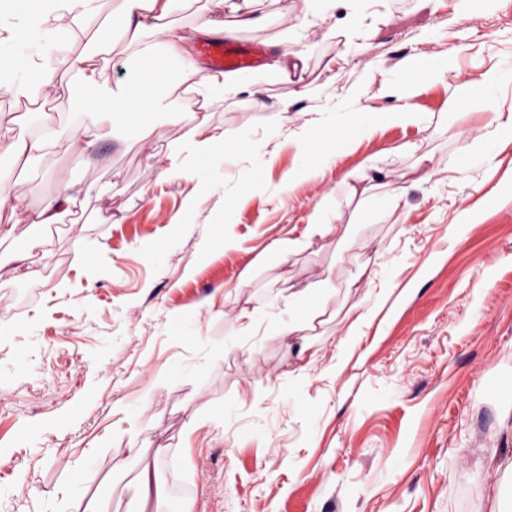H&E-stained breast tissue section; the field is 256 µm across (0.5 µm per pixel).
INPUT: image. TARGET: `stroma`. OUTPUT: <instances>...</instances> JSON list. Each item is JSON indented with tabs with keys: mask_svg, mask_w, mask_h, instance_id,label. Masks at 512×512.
I'll list each match as a JSON object with an SVG mask.
<instances>
[{
	"mask_svg": "<svg viewBox=\"0 0 512 512\" xmlns=\"http://www.w3.org/2000/svg\"><path fill=\"white\" fill-rule=\"evenodd\" d=\"M236 33L287 51L209 109L225 150L195 174L187 97L145 114L162 135L102 136L31 165L9 144L83 116L70 76L49 100L0 93V178L31 208L89 187L57 223L20 217L0 240V512H512V0H253ZM93 36L0 43L57 67ZM450 68L401 93L408 62ZM500 81L467 108L462 80ZM260 89L263 107L250 96ZM416 122L354 134L362 108ZM342 138L305 171L301 145ZM325 232L309 235L314 213ZM307 238L282 254L279 239ZM41 273L32 282L29 271ZM330 277L324 323L282 335V298Z\"/></svg>",
	"mask_w": 512,
	"mask_h": 512,
	"instance_id": "1",
	"label": "stroma"
}]
</instances>
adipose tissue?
I'll return each instance as SVG.
<instances>
[{"label":"adipose tissue","instance_id":"obj_1","mask_svg":"<svg viewBox=\"0 0 512 512\" xmlns=\"http://www.w3.org/2000/svg\"><path fill=\"white\" fill-rule=\"evenodd\" d=\"M175 0H124L122 11L112 18V26L125 36L134 50L135 76L131 81H116L107 59V48L96 46L72 57L67 70L79 82L74 96L76 107L85 116L84 122L68 139L56 132L22 137L10 146L11 152L25 161L42 157L50 148L60 145L84 151L98 139L106 124L115 115H124L126 122H137L142 111L162 112L167 108L164 88L169 73L162 62L168 58L183 59L179 83L190 101L182 118L193 127L194 138L184 149L180 169L191 173L197 163L211 156L224 143L223 135L211 130L206 109L216 94L230 87L233 79L221 71L200 75L189 63V43L202 36L224 33L220 23L204 24L191 32H176L170 21ZM101 11V0H23L12 24L0 27V42L37 43L52 32L67 33L88 30ZM55 68L42 65L32 56L0 57V88L15 99L30 100L57 88ZM84 187L66 185L40 209L30 210L24 195L7 193L0 185V224L17 223L19 215H28L32 223L52 224L60 212L76 207ZM322 281L311 283L303 296L289 300L295 318L285 327L287 334L315 330L324 309L317 299L325 289Z\"/></svg>","mask_w":512,"mask_h":512}]
</instances>
